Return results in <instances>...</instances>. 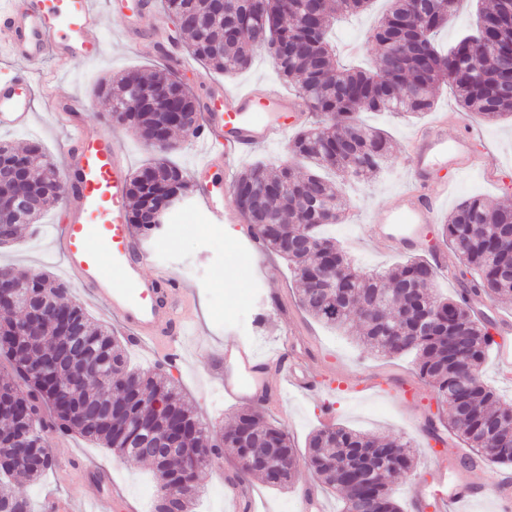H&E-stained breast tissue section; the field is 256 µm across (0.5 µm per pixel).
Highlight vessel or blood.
<instances>
[{"mask_svg":"<svg viewBox=\"0 0 512 512\" xmlns=\"http://www.w3.org/2000/svg\"><path fill=\"white\" fill-rule=\"evenodd\" d=\"M123 15V37L139 43L154 38L150 0H0V26L8 30L11 47L27 62L52 57L66 69L99 59L103 52L102 29L106 13ZM32 75L17 71L0 79V128L23 129L33 119ZM207 123L193 135L202 142L204 156L195 167L194 188L216 223L232 221L224 206L222 189L212 170L225 167L255 148L281 139L288 119L302 111L301 100L268 86L229 91L216 84L203 104ZM52 112L65 116L70 130L61 149L66 156L67 197L60 226L59 248L65 271L91 300L104 303L130 334L133 344L165 341V357L179 362V349L187 318L182 299L186 294L176 277L160 280L145 270L149 253L136 237L127 213L129 180L122 147L112 128L87 121L69 98L53 101ZM477 130L466 128L451 137L446 124L434 119L411 139V183L397 194L394 204L375 209L366 235L376 245L401 254L421 249L428 231L440 219L449 183L442 172L458 175L480 166L475 149ZM269 368L249 345L227 342L222 356L212 364L233 401H272L263 379ZM288 378L303 391L313 393L302 360H293ZM468 480L454 482L435 499L436 512H458L478 498Z\"/></svg>","mask_w":512,"mask_h":512,"instance_id":"vessel-or-blood-1","label":"vessel or blood"}]
</instances>
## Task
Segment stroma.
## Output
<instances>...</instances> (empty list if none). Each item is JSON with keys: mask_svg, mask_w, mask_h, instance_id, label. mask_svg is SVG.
I'll return each instance as SVG.
<instances>
[{"mask_svg": "<svg viewBox=\"0 0 512 512\" xmlns=\"http://www.w3.org/2000/svg\"><path fill=\"white\" fill-rule=\"evenodd\" d=\"M387 6L376 0L373 12L347 18L336 24L338 47H353L354 59L367 63L373 53L366 37L376 15ZM121 17H105L102 57L75 67L52 91L35 86V112L30 127L19 132L0 130V143L25 147L39 142L55 163L63 158L58 145L67 137L64 126L51 113L53 97L81 100L88 119H104L110 105L95 94L100 81L111 79L129 69H157L161 63L148 44L126 43L121 35ZM243 89L257 84H277L274 66L266 52H257L252 67L241 74L225 76L201 71L186 83L197 96H205L208 81ZM436 112L454 116L477 128L482 141L478 146L485 168L459 176L450 187L442 206L450 212L461 200L478 196L487 203L512 205V117L486 122L479 115L462 111L450 88L437 93ZM365 123L387 130L393 139V166L379 178L365 185L346 187L349 217L345 223L331 227L351 261L367 271H382L401 262L399 254L386 251L366 234L369 214L378 206L392 203L410 171L407 141L421 127V120L399 122L381 113L366 112ZM58 207L44 212L38 223L21 226L17 241L0 248V264L19 269H43L59 279L67 274L54 243L60 232L56 220ZM155 251L153 274H175L189 290L192 324L184 337V360L171 367L164 363L161 347L128 348L133 366L153 369L173 379L196 414L209 427H228L239 410L238 402L225 399L223 387L211 375L213 356L225 340L233 339L252 345L263 355L280 354L303 357L310 368L309 376L319 387L316 394L302 393L289 385L286 372L271 366L265 375L269 386L279 387L277 405L264 407L266 418L290 432L297 447H305L309 434L323 428L322 409L333 407L334 426H345L379 438H404L411 442L416 464L407 477L393 487L401 508H408L411 496L419 491L431 492L465 475L476 486L500 481L512 482V465L482 466L468 470L460 466L452 450L457 439L450 433L434 437L428 431V419L437 411L434 389L421 380L412 357H389L358 344L352 336L331 329L309 316L296 302L298 284L287 263L277 255L261 251L256 259L248 254L253 243L243 219L215 229L209 216L195 203H188L167 217L162 231L146 240ZM55 465L43 478L24 485L22 491L34 507L50 499L85 502L92 512H122L112 504L97 502L98 488L83 475L80 462L93 461L109 471L122 485L139 512H152L155 481L146 462L116 459L111 450L85 441L75 434L55 432L44 436ZM237 466L231 457H223L198 473L200 493L193 512H235V502L246 492L255 495L269 512H296V503L308 489H316L327 512H338L340 494L324 487L305 466H298L293 483L285 489H273L259 480L230 487L227 479Z\"/></svg>", "mask_w": 512, "mask_h": 512, "instance_id": "stroma-1", "label": "stroma"}]
</instances>
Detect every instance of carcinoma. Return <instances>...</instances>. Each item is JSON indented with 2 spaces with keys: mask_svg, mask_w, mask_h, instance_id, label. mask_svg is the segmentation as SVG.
Masks as SVG:
<instances>
[{
  "mask_svg": "<svg viewBox=\"0 0 512 512\" xmlns=\"http://www.w3.org/2000/svg\"><path fill=\"white\" fill-rule=\"evenodd\" d=\"M374 0H234L219 10L218 0H163L177 31L188 37L187 49L207 68L232 75L250 68L259 51V31L277 44L274 67L285 82L294 83L315 120L288 144V159L276 166L257 162L237 175L232 188L256 201L239 211L250 238L275 253L300 283L299 303L316 319L356 334L373 351L386 355L414 354L419 376L431 383L438 398L453 397V407L438 405L429 430L448 429L470 451L471 460L512 464V428L502 421L512 416L481 377L492 343L489 328L472 314L470 296L512 301V281L500 271L512 266V206H490L471 198L448 214L440 237L460 259L453 276L460 298L434 293L437 270L421 257H411L389 271L367 273L351 263L324 228L345 219L346 201L339 182L363 183L391 165L392 142L382 130L358 119L361 112H388L419 117L433 110L436 91L449 86L460 106L489 120L512 116V0H494L480 9L475 31L443 49L435 36L448 26L458 0H421V12L410 17L402 0H389L371 35L376 66L367 70L347 66L326 38L336 19L370 10ZM204 17L198 28L193 19ZM234 39L224 38L228 27ZM144 86L169 87L195 109L199 99L183 81L159 71H129L115 82H102L97 95L123 109L136 94L131 79ZM426 90L407 96L406 87ZM123 124L146 146L176 126L168 115L142 106L126 113ZM175 143L154 155L130 177L133 211L130 223L147 239L157 232L144 217L159 198L157 189L188 188L183 170L166 157ZM25 153L32 162L27 179L15 192L35 202L29 222L63 192L51 188L57 166L32 143ZM0 276L19 286V295L55 302L56 312L39 320L36 338L13 336L23 328L17 310L0 309V352L25 383L22 390L0 381V396L22 397L36 418L35 435H23L18 421L1 415L0 512H31L21 487L53 465L43 445L50 429L75 433L121 457L148 462L166 487L181 491L182 512H191L198 494L197 476L185 475L186 456L201 450L200 466L210 457L228 455L238 465L237 481L256 477L272 487H287L298 460L288 431L267 420L262 411H238L234 425L210 429L177 388L151 371L129 367L114 331L94 323L69 296V286L45 271L0 267ZM431 321L426 334L417 327ZM162 400L159 411L155 402ZM168 432L179 443L160 452L155 442ZM19 448L36 449V460L8 467ZM304 463L323 484L342 495L343 512L361 503L367 512H400L392 495L394 471L414 466L409 441L384 440L345 427L327 428L307 440Z\"/></svg>",
  "mask_w": 512,
  "mask_h": 512,
  "instance_id": "1",
  "label": "carcinoma"
}]
</instances>
